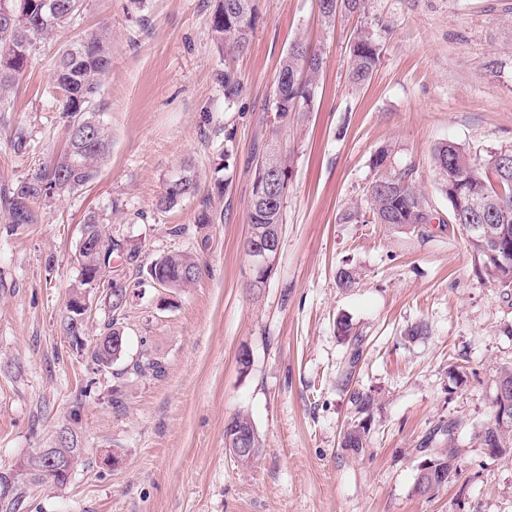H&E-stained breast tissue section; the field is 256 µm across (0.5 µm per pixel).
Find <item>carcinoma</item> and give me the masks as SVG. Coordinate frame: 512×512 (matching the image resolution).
Returning <instances> with one entry per match:
<instances>
[{"label":"carcinoma","instance_id":"obj_1","mask_svg":"<svg viewBox=\"0 0 512 512\" xmlns=\"http://www.w3.org/2000/svg\"><path fill=\"white\" fill-rule=\"evenodd\" d=\"M85 0H0V112L12 110L10 91L18 84L36 53V40L47 38L80 15ZM320 14L326 23H333L343 13H361L368 0H318ZM255 0H218L211 17L212 40L231 56L248 47L255 22ZM383 58V45L369 34L357 36L350 50L349 81L362 86L372 78ZM112 65V49L107 38L90 33L83 39L62 48L56 65L53 87L59 90L60 109L65 119L64 150L43 167L41 174L17 181L3 194L12 229L36 222L34 207L44 197L56 192L74 193L94 182L101 163L110 153V136L98 119L103 76ZM323 58L320 52L301 39L293 41L280 61L273 84L271 106L283 98L304 112L313 102ZM224 99L232 101L244 90L243 81L230 68L220 73ZM433 162L444 193L448 198L447 223L479 224L482 236L468 239L478 275L505 291L512 290V149H500L485 156L474 155L462 145L448 141L438 145ZM275 166L287 176L284 162L273 148H262L255 165L251 197V223L248 234L257 237L268 228L282 225L284 201L267 208L257 207V189L266 183V166ZM194 176L184 175L171 183L156 202L160 210L173 208L178 200L196 192ZM369 212L357 210L343 215L346 222L360 224H396L429 235L434 216L429 200L414 184L412 172L383 173L370 186ZM82 235L93 238L97 249L78 250L80 287L74 289L68 302L66 330L70 347L84 346L83 314L74 306L88 298L87 289L105 293L111 316L100 329L91 351L94 377L86 382L72 402L69 421L57 427L64 436L51 446L23 460L13 469L0 471V512H18L30 498L32 489L49 484L67 489L79 466L84 464L85 448L78 430L83 398L96 384V377L117 380L160 378L164 364L145 352L130 361L127 355L126 312L134 293L123 269L115 258L132 265L138 261L134 250L122 253V245L106 235L100 219L87 215ZM200 268L188 252H171L156 258L146 268V280L171 290L185 288L199 278ZM457 423L439 424L422 440L418 454L425 455L433 465L435 483L428 490L433 494L454 482L458 475L457 449L453 446ZM495 437L500 448L498 457L512 458V424L504 428L495 419L482 427L479 438ZM225 447L241 465H250L259 456L262 441L254 421L245 414H236L224 427ZM366 424L358 420L344 431L341 446L355 453L365 448Z\"/></svg>","mask_w":512,"mask_h":512}]
</instances>
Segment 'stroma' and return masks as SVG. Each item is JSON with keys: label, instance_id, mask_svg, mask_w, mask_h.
<instances>
[{"label": "stroma", "instance_id": "35a3bbf8", "mask_svg": "<svg viewBox=\"0 0 512 512\" xmlns=\"http://www.w3.org/2000/svg\"><path fill=\"white\" fill-rule=\"evenodd\" d=\"M216 5L86 0L76 23L38 43L13 111L0 113L1 190L65 145L50 95L61 48L109 29L99 118L112 145L99 177L42 199L36 223L22 230L0 209V467L47 447L92 375L90 351L70 348L63 319L80 279L81 227L94 212L137 249L140 265L187 251L202 273L170 307L152 287L134 299L129 354L149 351L166 374L122 386L119 408L111 383L94 385L79 422L90 464L65 493L37 488L41 512H512V460L487 455L478 438L496 371L512 365V296L477 276L457 226L423 239L342 219L382 171L405 169L434 216L447 218L434 148H512V0H369L364 14L329 25L318 0H258L251 42L231 58L208 34ZM363 29L382 41L384 58L356 87L349 48ZM300 36L321 49L323 71L310 111L282 124L270 95ZM226 66L245 84L231 102L217 80ZM266 144L287 159L288 190L278 261L258 290L243 241L254 149ZM187 170L197 192L157 210ZM205 208L220 221L199 223ZM176 225L182 236L170 235ZM345 265L357 272L355 287L336 284ZM340 317L361 337L358 362L337 333ZM419 323L427 333L406 338ZM357 392L374 398L358 454L341 446ZM238 413L251 416L263 444L249 466L225 448L224 426ZM448 419L457 423L460 475L418 495L415 449ZM114 450L120 462L105 465Z\"/></svg>", "mask_w": 512, "mask_h": 512}]
</instances>
